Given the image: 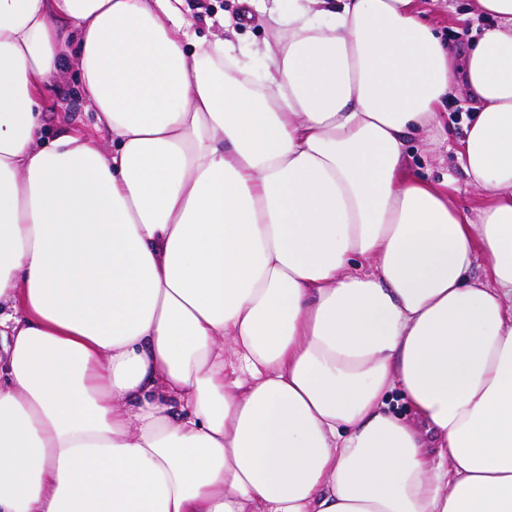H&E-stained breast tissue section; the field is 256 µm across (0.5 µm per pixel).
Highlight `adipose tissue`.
Segmentation results:
<instances>
[{
    "instance_id": "obj_1",
    "label": "adipose tissue",
    "mask_w": 512,
    "mask_h": 512,
    "mask_svg": "<svg viewBox=\"0 0 512 512\" xmlns=\"http://www.w3.org/2000/svg\"><path fill=\"white\" fill-rule=\"evenodd\" d=\"M246 3L0 0V512H512V0ZM191 11L188 14L193 22V30L197 37L212 39V35L223 33L221 22L230 17L237 19L239 5L236 0H189ZM438 4L433 14V22L439 32L445 40L450 38L452 43L462 48L468 47L474 39L472 26L477 21L471 17L467 21H460L458 17L466 14L469 10L467 5H471V0H443L438 1ZM42 112L52 129L67 127L83 132H94L87 101L77 90L76 81L70 75L60 83L45 87L41 93ZM453 112H462V109L448 104L447 115L444 116L446 130L448 128V153L446 145L440 150H432V146L419 141L410 140L407 146L411 159L410 163L414 171L424 177L436 178L442 180L448 175L451 183L449 191L458 199L463 207H470L478 199L477 191L471 187L466 175L455 164L452 151L449 147L453 146V138L461 136L464 132L462 114L457 118ZM441 153L443 162H438V156Z\"/></svg>"
}]
</instances>
